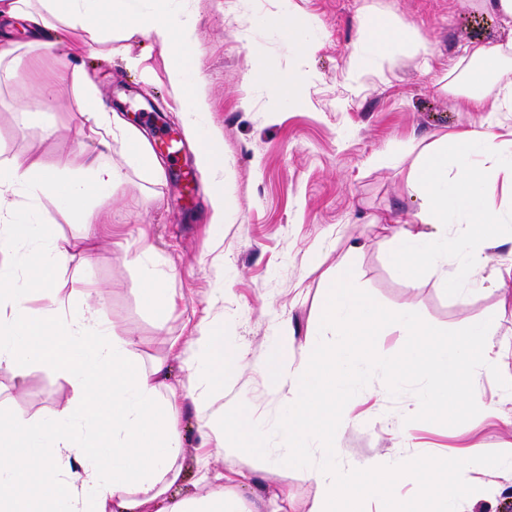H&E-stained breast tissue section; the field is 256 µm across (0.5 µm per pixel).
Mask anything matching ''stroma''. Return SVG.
Instances as JSON below:
<instances>
[{
    "instance_id": "1",
    "label": "stroma",
    "mask_w": 512,
    "mask_h": 512,
    "mask_svg": "<svg viewBox=\"0 0 512 512\" xmlns=\"http://www.w3.org/2000/svg\"><path fill=\"white\" fill-rule=\"evenodd\" d=\"M172 7L194 27L190 73L208 106L199 127H187L173 110L166 66L159 46L145 37L130 41L150 74L125 68L120 58L84 55L103 104L130 124L141 126L140 109L155 103L160 124L179 132L178 158L162 156L164 176L154 181L127 160L121 142L112 144V162L123 177L98 206L128 232L131 244L146 241L152 267L165 271L166 288L180 296L178 307H149L139 292L143 269L111 241L86 250L82 227L65 210L46 205L49 225L65 263L47 279L78 289L89 283L106 297L104 318L112 332H134L141 363L165 356L188 323L208 318L223 329L227 343L240 347L249 365L232 383V393L254 411L269 447H282L278 426L288 412V391L273 390L255 372L273 344L286 360L298 362L306 333L318 330L324 288L337 265L351 260L355 285L378 305L408 309L435 328L452 332L476 321L499 324L496 351L501 375L479 378L481 405L449 413L419 415L411 408L425 388L408 380L390 389L383 369L371 371L360 388L345 394L355 418L340 446L352 464L381 456L395 460L423 455L440 458L479 450L478 490L458 504L460 512H501L512 498V402L500 394L512 385V245L488 250V265L503 270L498 290H481L459 300L428 273L408 284L391 267L389 241L418 208L406 186L409 161L402 155L414 140H434L492 122L512 127V112H476L450 95L448 72L473 45L512 43V20L480 8L478 0H174ZM302 19L298 44L284 39L280 19ZM390 19L404 32L405 46L379 56L364 46L369 16ZM275 73L296 65L295 96L247 81L250 57ZM57 66L47 51H32L26 63L0 80V155L25 152L49 162L76 153L78 121L70 87H61L56 109L43 125L25 128L21 112H37V96L17 101L18 88L56 81ZM224 141V221H209L211 179L198 161L210 136ZM293 335H282V325ZM65 382L39 369L23 381L0 375V397L30 416L61 403ZM201 422L184 400V478L172 494L202 493L195 448ZM246 500L271 498L279 487L291 497L286 512H308L317 488L299 471L279 465L260 475Z\"/></svg>"
}]
</instances>
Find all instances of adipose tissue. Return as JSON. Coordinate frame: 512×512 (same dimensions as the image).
<instances>
[{"label":"adipose tissue","mask_w":512,"mask_h":512,"mask_svg":"<svg viewBox=\"0 0 512 512\" xmlns=\"http://www.w3.org/2000/svg\"><path fill=\"white\" fill-rule=\"evenodd\" d=\"M149 10L133 0H0V65L19 50L9 34L23 24L27 48L52 49L59 82L41 89L45 108H53L59 84L69 85L82 141L99 154L75 166L70 155L46 163L27 154L0 161V373L24 379L34 367L61 377L66 402L40 417L0 401V512H280L289 497L247 509L242 487L276 464L247 410L223 404L224 383L240 375L241 352L227 345L207 320L189 341L172 339L168 354L142 366L134 360V334L118 336L103 318V301L94 288L63 293L49 287L41 271L65 259L48 233L41 211L51 203L78 214L94 243L111 236L112 216L93 204L109 192L120 172L107 156L113 141L129 149V161L154 180L163 166L141 132L101 104L98 89L80 62L82 55L112 39L150 38L169 57L167 77L185 112L206 106L188 81L198 65L191 53L192 25L172 10V0H151ZM450 93L467 107L512 112V51L503 46L473 47L463 69L448 78ZM406 184L420 207L391 240L390 260L406 279L421 270L449 284L458 297L484 287L486 249L512 224V210L498 197L500 176L512 178V137L463 128L432 142L412 145ZM199 162L213 180L210 221H224V142L206 140ZM318 334L299 345L300 359L286 365L271 349L257 371L275 389H288V417L279 432L289 467L302 470L319 497L310 512H361L378 499L383 512H457L458 501L473 489L472 456L442 463L428 457L399 462L385 457L345 469L337 466L340 435L350 418L342 395L369 371L381 367L372 338L382 332L405 337L404 356L427 381L414 413H438L480 402L477 389L460 374L469 364L479 373H499L493 355V324L476 322L460 337L435 329L407 310H389L365 298L342 263L323 298ZM181 360L185 388L168 381L169 358ZM190 396L208 422L198 460L208 465L224 457L226 472L216 474L207 493L170 497L183 474V440L176 407ZM322 460L314 462L312 451ZM419 487L406 499L399 488Z\"/></svg>","instance_id":"1"}]
</instances>
